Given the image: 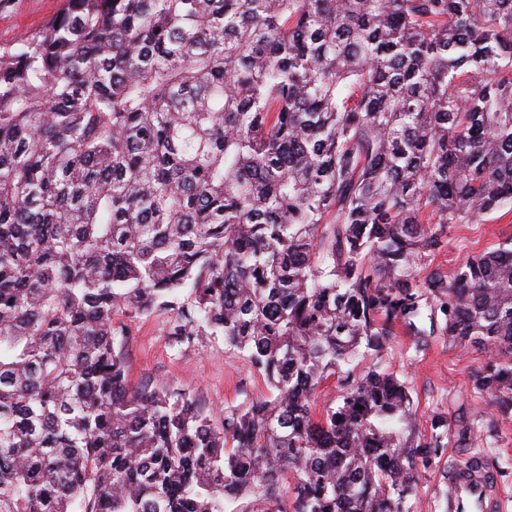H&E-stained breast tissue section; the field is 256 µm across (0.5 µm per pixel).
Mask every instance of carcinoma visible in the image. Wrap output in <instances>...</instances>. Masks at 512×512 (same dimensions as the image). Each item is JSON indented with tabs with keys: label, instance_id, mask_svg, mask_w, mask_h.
I'll return each mask as SVG.
<instances>
[{
	"label": "carcinoma",
	"instance_id": "cac0c4a2",
	"mask_svg": "<svg viewBox=\"0 0 512 512\" xmlns=\"http://www.w3.org/2000/svg\"><path fill=\"white\" fill-rule=\"evenodd\" d=\"M510 202L512 0H64L0 49V512H415L448 414L355 368L485 349L512 413V239L433 264ZM153 313L273 397L130 388Z\"/></svg>",
	"mask_w": 512,
	"mask_h": 512
}]
</instances>
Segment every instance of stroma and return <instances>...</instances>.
<instances>
[{"instance_id": "obj_1", "label": "stroma", "mask_w": 512, "mask_h": 512, "mask_svg": "<svg viewBox=\"0 0 512 512\" xmlns=\"http://www.w3.org/2000/svg\"><path fill=\"white\" fill-rule=\"evenodd\" d=\"M61 5L62 0H0V47H10L20 36L38 31ZM509 238L512 206L494 212L482 223L451 227L447 250L436 262L449 268ZM124 324L127 333L116 342L122 348L131 387L184 393L216 424L231 407L271 395L247 357L226 344L222 335L173 343L168 335L170 318L160 313L128 318ZM486 359L484 351L452 348L441 338L419 352L411 337L402 333L394 336L383 353L382 366L409 381L420 421L444 412L449 423L462 416L471 423L468 444H450L423 474L418 512H444L440 475L445 468L474 456L482 457L496 472L502 512H512V417L489 407L486 396L469 383L470 371Z\"/></svg>"}]
</instances>
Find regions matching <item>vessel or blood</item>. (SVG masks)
Listing matches in <instances>:
<instances>
[{
    "label": "vessel or blood",
    "mask_w": 512,
    "mask_h": 512,
    "mask_svg": "<svg viewBox=\"0 0 512 512\" xmlns=\"http://www.w3.org/2000/svg\"><path fill=\"white\" fill-rule=\"evenodd\" d=\"M445 512H498L500 494L493 472L473 464L449 470Z\"/></svg>",
    "instance_id": "obj_1"
}]
</instances>
